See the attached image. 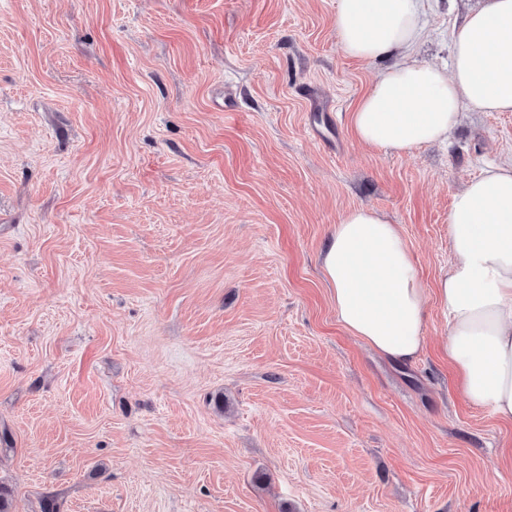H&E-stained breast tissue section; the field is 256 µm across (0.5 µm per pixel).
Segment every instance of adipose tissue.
Returning <instances> with one entry per match:
<instances>
[{
	"mask_svg": "<svg viewBox=\"0 0 512 512\" xmlns=\"http://www.w3.org/2000/svg\"><path fill=\"white\" fill-rule=\"evenodd\" d=\"M426 8L427 0H336L342 51L379 67L351 114L365 144L404 152L446 141L463 112H512V0H481L454 26L448 71L412 59ZM448 248L447 269L428 285L400 225L372 208L345 212L320 254L337 321L407 364L423 350L424 303L435 295L449 316L459 396L512 422V162L454 194Z\"/></svg>",
	"mask_w": 512,
	"mask_h": 512,
	"instance_id": "obj_1",
	"label": "adipose tissue"
}]
</instances>
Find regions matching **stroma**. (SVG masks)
<instances>
[{"mask_svg": "<svg viewBox=\"0 0 512 512\" xmlns=\"http://www.w3.org/2000/svg\"><path fill=\"white\" fill-rule=\"evenodd\" d=\"M478 0H429L450 69ZM336 0H0V484L12 512H512V425L464 403L425 307L401 365L336 319L340 216L449 261L453 195L512 112L359 143L378 73Z\"/></svg>", "mask_w": 512, "mask_h": 512, "instance_id": "obj_1", "label": "stroma"}]
</instances>
